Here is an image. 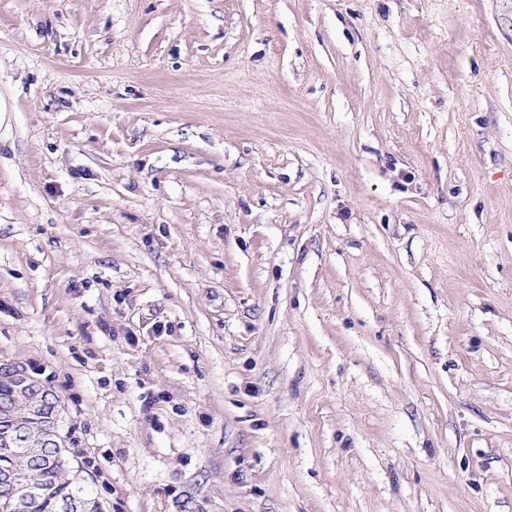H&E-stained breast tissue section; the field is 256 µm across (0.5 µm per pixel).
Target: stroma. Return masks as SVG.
I'll return each instance as SVG.
<instances>
[{"mask_svg": "<svg viewBox=\"0 0 512 512\" xmlns=\"http://www.w3.org/2000/svg\"><path fill=\"white\" fill-rule=\"evenodd\" d=\"M0 359L103 512H512V0H0Z\"/></svg>", "mask_w": 512, "mask_h": 512, "instance_id": "1", "label": "stroma"}]
</instances>
